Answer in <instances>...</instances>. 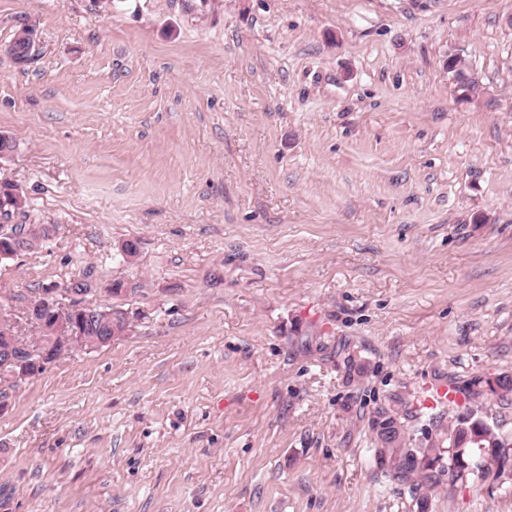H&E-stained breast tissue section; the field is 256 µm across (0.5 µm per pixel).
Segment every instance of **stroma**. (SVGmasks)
<instances>
[{"label":"stroma","instance_id":"stroma-1","mask_svg":"<svg viewBox=\"0 0 512 512\" xmlns=\"http://www.w3.org/2000/svg\"><path fill=\"white\" fill-rule=\"evenodd\" d=\"M511 17L0 0V45L39 36L27 67L0 52V182L15 223L56 227L0 262V316L35 335L29 301L81 278L132 316L11 389L0 512H417L373 407L512 374ZM429 512H512V479L440 485Z\"/></svg>","mask_w":512,"mask_h":512}]
</instances>
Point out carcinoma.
<instances>
[{
    "instance_id": "obj_1",
    "label": "carcinoma",
    "mask_w": 512,
    "mask_h": 512,
    "mask_svg": "<svg viewBox=\"0 0 512 512\" xmlns=\"http://www.w3.org/2000/svg\"><path fill=\"white\" fill-rule=\"evenodd\" d=\"M448 73L459 88L467 91L475 88L476 82L459 56H448ZM27 228V241L15 245L1 242L0 246L21 254L37 249V245L49 238L41 224H29ZM73 318L86 327L90 347L103 345L106 336L122 335L125 325L124 312L116 307L112 308L110 323L100 316L86 317L81 308ZM469 395L472 405L448 416V427L441 429L435 440L419 448L399 412L403 398L395 395L388 403L377 405L370 414L368 425L373 456L389 468L395 479L408 486L418 512H428L432 492L445 479L452 486L463 484L469 475L478 472L483 479L494 483L512 473V435H504L497 425L490 423L479 402V398L491 396L511 405L512 375L504 372L478 378Z\"/></svg>"
}]
</instances>
